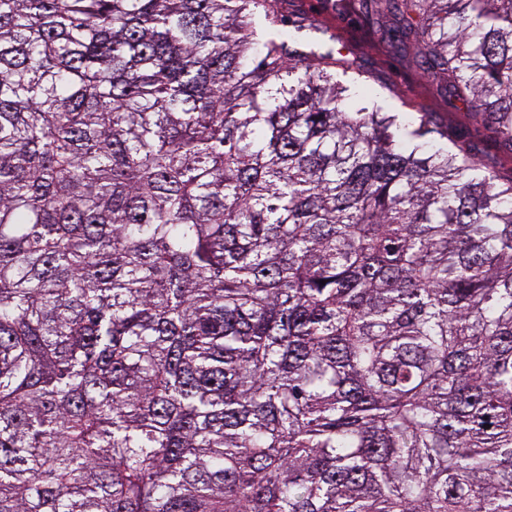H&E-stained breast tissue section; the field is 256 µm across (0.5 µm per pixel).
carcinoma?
<instances>
[{
	"mask_svg": "<svg viewBox=\"0 0 512 512\" xmlns=\"http://www.w3.org/2000/svg\"><path fill=\"white\" fill-rule=\"evenodd\" d=\"M512 151V0H374ZM288 0H0V512H512V176Z\"/></svg>",
	"mask_w": 512,
	"mask_h": 512,
	"instance_id": "1",
	"label": "carcinoma"
}]
</instances>
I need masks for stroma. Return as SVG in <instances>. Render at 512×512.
I'll return each instance as SVG.
<instances>
[{"label": "stroma", "mask_w": 512, "mask_h": 512, "mask_svg": "<svg viewBox=\"0 0 512 512\" xmlns=\"http://www.w3.org/2000/svg\"><path fill=\"white\" fill-rule=\"evenodd\" d=\"M289 10L318 16L335 32L337 47L360 68L359 73L347 75V82L361 86L371 78L390 85V92L378 96V105L391 112L405 108L428 113L449 132L466 134L481 160L495 166L502 176L512 175V151L501 146L466 110L450 104L411 59L394 51L372 20L366 0H291Z\"/></svg>", "instance_id": "stroma-1"}]
</instances>
